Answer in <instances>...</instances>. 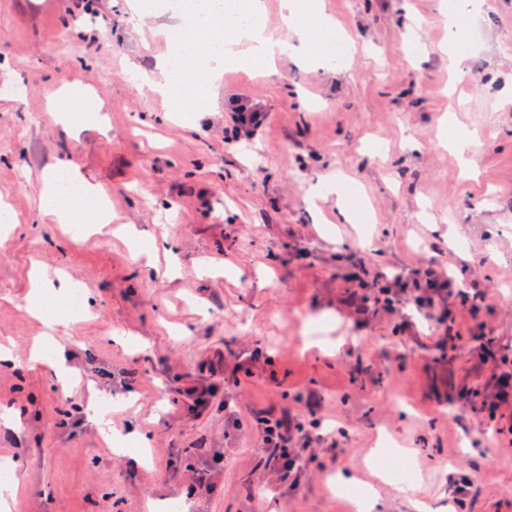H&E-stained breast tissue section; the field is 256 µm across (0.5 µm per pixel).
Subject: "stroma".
<instances>
[{"mask_svg": "<svg viewBox=\"0 0 512 512\" xmlns=\"http://www.w3.org/2000/svg\"><path fill=\"white\" fill-rule=\"evenodd\" d=\"M147 2L133 24L127 0H90L83 25L76 0H0V200L17 216L0 229V345L23 361L42 331L28 312L35 268L80 283L90 309L60 337L68 379L0 367V409L20 417L0 425L18 481L10 512H354L335 485L376 483L387 442L397 453L377 512H512V444L487 430L478 399L440 397L485 372L465 344L445 353L418 336L411 309L357 314L345 276L358 261L435 262L479 307L458 308L462 334L512 359V0L461 19L474 39L459 78L439 48L441 0H412L410 14L403 0H325L353 57L225 71L189 116L144 79L170 21ZM75 84L105 124L57 122L56 109L80 108L64 93ZM243 94L268 120L225 141ZM450 109L483 143L472 161L440 142ZM68 164L108 197L101 231L39 211L45 171ZM253 354L252 375L232 377ZM191 382L213 387L206 407L189 409ZM309 390L323 428L348 437L287 494L259 464L257 420ZM93 396L110 438L84 414Z\"/></svg>", "mask_w": 512, "mask_h": 512, "instance_id": "obj_1", "label": "stroma"}]
</instances>
